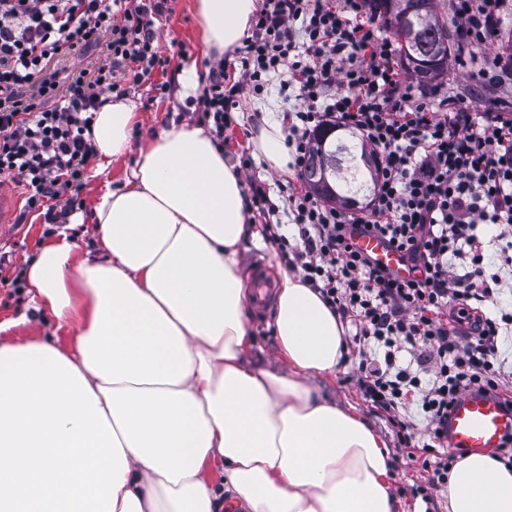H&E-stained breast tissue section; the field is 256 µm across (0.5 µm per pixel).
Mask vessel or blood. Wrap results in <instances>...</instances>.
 <instances>
[{
    "instance_id": "b4317fda",
    "label": "vessel or blood",
    "mask_w": 512,
    "mask_h": 512,
    "mask_svg": "<svg viewBox=\"0 0 512 512\" xmlns=\"http://www.w3.org/2000/svg\"><path fill=\"white\" fill-rule=\"evenodd\" d=\"M355 243L379 264L403 272L398 253L381 239L359 236ZM508 434H512V413L496 400L477 393L461 395L448 416V444L455 449L483 454L497 448Z\"/></svg>"
}]
</instances>
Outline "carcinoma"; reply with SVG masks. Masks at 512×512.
<instances>
[{
  "instance_id": "cac0c4a2",
  "label": "carcinoma",
  "mask_w": 512,
  "mask_h": 512,
  "mask_svg": "<svg viewBox=\"0 0 512 512\" xmlns=\"http://www.w3.org/2000/svg\"><path fill=\"white\" fill-rule=\"evenodd\" d=\"M370 18L380 22L385 32L399 37L393 18L390 17L392 0H365ZM416 34L413 51L401 49L403 64L406 69L419 79L431 80L434 75L425 64L436 59L444 60L452 56L454 32L448 21L437 13L435 0H412ZM371 159V155L358 138L350 132L345 138H330L327 146L315 141L303 170V180L316 188L324 197L344 202L354 207L357 197L364 193L365 180L360 164ZM336 167V180L332 187L322 183L323 172L330 165Z\"/></svg>"
}]
</instances>
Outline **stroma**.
Wrapping results in <instances>:
<instances>
[{"label":"stroma","mask_w":512,"mask_h":512,"mask_svg":"<svg viewBox=\"0 0 512 512\" xmlns=\"http://www.w3.org/2000/svg\"><path fill=\"white\" fill-rule=\"evenodd\" d=\"M159 48L168 56L170 64L165 74H154L152 83L134 85L127 95L138 104L137 122L132 133L133 153L113 160L107 176L87 172L84 185L74 203L73 212L90 214L104 179L117 180L123 177L135 160L136 149L145 147L166 127L173 114L195 111L197 100H179L175 95V73L183 57L194 58L200 75H207L206 66L210 54L207 51L193 16V0H173L172 10L158 17L154 24ZM165 81V92L153 89V82ZM259 102L243 99L232 116L234 121L224 133V151L232 160H239L242 152L251 150V139L262 122L258 116ZM46 222L42 211L27 215L23 223L0 227V251L6 252L10 260L24 265L48 242ZM29 310V295L21 293L10 297L0 291V339L24 342L35 337L54 336L60 345L68 346L75 334L74 328L57 326L53 319H34L20 322L21 314ZM359 363V355L353 346H346L343 364L335 374L321 378L318 385L330 400L338 405H353L361 417L385 443L392 462L390 489L403 512H448V498L441 490L431 489L428 474L421 461L407 459L398 443L395 429L383 417L367 406L352 379Z\"/></svg>","instance_id":"35a3bbf8"}]
</instances>
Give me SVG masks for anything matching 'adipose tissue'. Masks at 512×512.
I'll return each instance as SVG.
<instances>
[{"label": "adipose tissue", "instance_id": "ef3b65f1", "mask_svg": "<svg viewBox=\"0 0 512 512\" xmlns=\"http://www.w3.org/2000/svg\"><path fill=\"white\" fill-rule=\"evenodd\" d=\"M256 9L194 0L206 48L240 47ZM275 106L261 104L252 142L284 173ZM137 109L112 98L94 113L97 173L130 152ZM88 219L93 257L74 260L67 227L26 271L35 315L74 325L71 346L0 341V512H221L228 501L244 512H399L384 443L309 383L344 358L343 325L319 293L280 276L284 369L253 341L241 252L261 239L207 126L170 121L104 183ZM445 491L448 512H512V470L487 454L458 460Z\"/></svg>", "mask_w": 512, "mask_h": 512}]
</instances>
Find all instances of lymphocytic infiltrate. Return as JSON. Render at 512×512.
Returning <instances> with one entry per match:
<instances>
[{"label": "lymphocytic infiltrate", "instance_id": "lymphocytic-infiltrate-1", "mask_svg": "<svg viewBox=\"0 0 512 512\" xmlns=\"http://www.w3.org/2000/svg\"><path fill=\"white\" fill-rule=\"evenodd\" d=\"M169 0H0V180L23 187L25 209L73 205L96 149L85 136L107 94L150 81L170 63L154 20ZM460 32L455 63L485 86L512 87V66L489 65L485 49L512 0H449ZM99 49L93 68L66 60ZM364 0H261L238 62L209 64L201 118L216 143L241 98L278 83L292 166L303 170L315 132L336 125L359 135L376 164L367 210L324 201L289 183L296 245L266 224L277 257L350 321L360 362L355 382L411 448L404 412L417 408L431 488L444 487L454 454L442 450L448 411L464 392L512 411V370L502 354L512 310L484 306L512 287V113L504 98L476 105L454 91L421 89L396 68ZM501 242L496 273L483 267L479 225ZM380 237L408 268L399 277L352 243ZM413 362H399L401 352Z\"/></svg>", "mask_w": 512, "mask_h": 512}]
</instances>
